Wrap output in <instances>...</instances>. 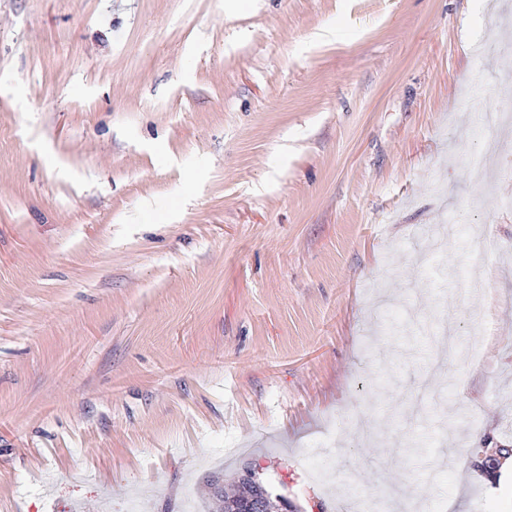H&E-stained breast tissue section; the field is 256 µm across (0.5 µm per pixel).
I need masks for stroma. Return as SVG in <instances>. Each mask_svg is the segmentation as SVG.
<instances>
[{
    "label": "stroma",
    "instance_id": "obj_1",
    "mask_svg": "<svg viewBox=\"0 0 512 512\" xmlns=\"http://www.w3.org/2000/svg\"><path fill=\"white\" fill-rule=\"evenodd\" d=\"M509 107L512 0H0V512H512ZM209 485L210 494L219 503V512H241L249 498L258 496L257 489L252 484L239 479L237 488L231 493L224 491L218 481H212Z\"/></svg>",
    "mask_w": 512,
    "mask_h": 512
}]
</instances>
